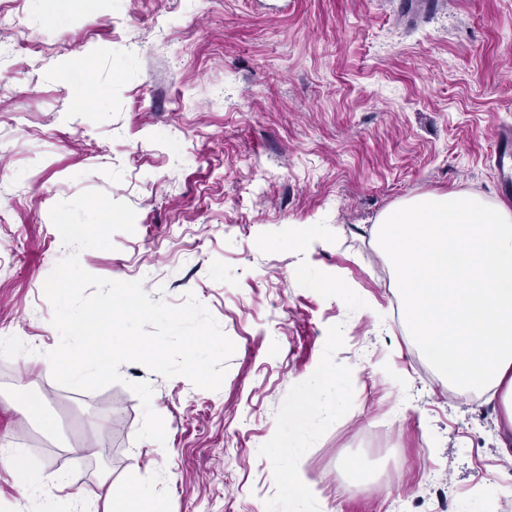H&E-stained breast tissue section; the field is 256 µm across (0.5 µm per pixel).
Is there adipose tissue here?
Listing matches in <instances>:
<instances>
[{"label":"adipose tissue","instance_id":"ef3b65f1","mask_svg":"<svg viewBox=\"0 0 512 512\" xmlns=\"http://www.w3.org/2000/svg\"><path fill=\"white\" fill-rule=\"evenodd\" d=\"M376 234L420 352L450 389L499 395L512 434V207L430 192L384 211ZM0 466L33 512H89L66 473L45 479L21 449L0 448Z\"/></svg>","mask_w":512,"mask_h":512}]
</instances>
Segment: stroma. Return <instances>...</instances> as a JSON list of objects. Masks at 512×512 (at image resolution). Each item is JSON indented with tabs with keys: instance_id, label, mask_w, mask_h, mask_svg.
I'll list each match as a JSON object with an SVG mask.
<instances>
[{
	"instance_id": "obj_1",
	"label": "stroma",
	"mask_w": 512,
	"mask_h": 512,
	"mask_svg": "<svg viewBox=\"0 0 512 512\" xmlns=\"http://www.w3.org/2000/svg\"><path fill=\"white\" fill-rule=\"evenodd\" d=\"M17 25L27 43L0 83V331L15 340L0 355V445L42 475L70 472L90 497L109 469L164 512H293L278 455L292 441L309 512H512L499 401L442 386L395 322L399 290L373 235L381 212L420 194L502 200L512 0H101L92 13L0 0V43ZM77 60L96 74L87 112L71 104ZM85 190L137 216L82 267L142 281L155 301L193 293L236 345L219 390L135 362L94 392L53 379L43 287L68 250L50 210ZM314 374L328 385L309 420ZM133 382L153 389L164 453L135 438ZM21 391L44 401L65 446L26 416ZM385 422L390 442L373 446L367 431Z\"/></svg>"
}]
</instances>
